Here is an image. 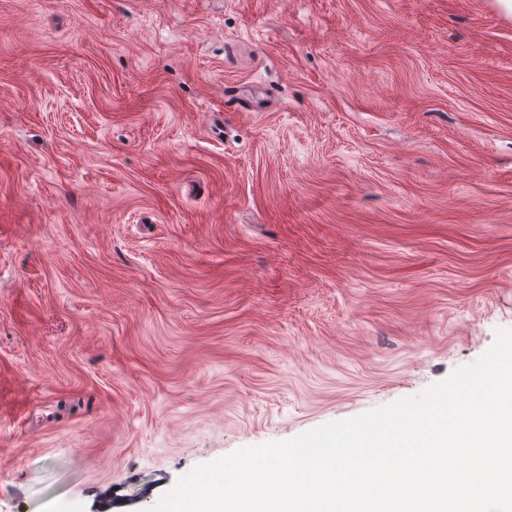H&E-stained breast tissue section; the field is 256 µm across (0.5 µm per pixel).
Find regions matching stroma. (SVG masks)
Segmentation results:
<instances>
[{"label": "stroma", "instance_id": "35a3bbf8", "mask_svg": "<svg viewBox=\"0 0 512 512\" xmlns=\"http://www.w3.org/2000/svg\"><path fill=\"white\" fill-rule=\"evenodd\" d=\"M501 328L496 0H0V512H147Z\"/></svg>", "mask_w": 512, "mask_h": 512}]
</instances>
